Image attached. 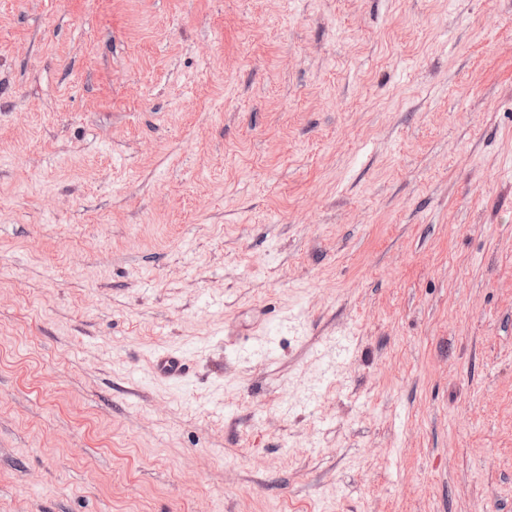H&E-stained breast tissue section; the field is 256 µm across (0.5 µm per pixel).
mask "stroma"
<instances>
[{
	"label": "stroma",
	"mask_w": 512,
	"mask_h": 512,
	"mask_svg": "<svg viewBox=\"0 0 512 512\" xmlns=\"http://www.w3.org/2000/svg\"><path fill=\"white\" fill-rule=\"evenodd\" d=\"M0 512H512V0H0ZM151 366L156 377L172 382L181 381L188 373L186 360L169 350H157L151 358Z\"/></svg>",
	"instance_id": "1"
}]
</instances>
